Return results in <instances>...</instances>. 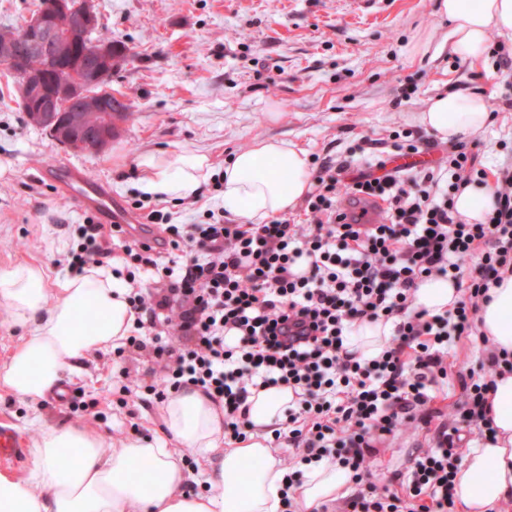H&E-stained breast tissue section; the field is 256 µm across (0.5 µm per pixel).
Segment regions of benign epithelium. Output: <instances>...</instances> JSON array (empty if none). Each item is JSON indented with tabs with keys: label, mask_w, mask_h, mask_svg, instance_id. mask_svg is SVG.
I'll return each instance as SVG.
<instances>
[{
	"label": "benign epithelium",
	"mask_w": 512,
	"mask_h": 512,
	"mask_svg": "<svg viewBox=\"0 0 512 512\" xmlns=\"http://www.w3.org/2000/svg\"><path fill=\"white\" fill-rule=\"evenodd\" d=\"M99 22L94 0H48L17 35L0 40V66L14 74L29 106L27 118L58 144L99 152L112 143V79L129 51L92 38ZM37 54L32 66L27 56ZM84 112H107L104 124H88Z\"/></svg>",
	"instance_id": "1"
}]
</instances>
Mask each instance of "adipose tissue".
Segmentation results:
<instances>
[{"label": "adipose tissue", "mask_w": 512, "mask_h": 512, "mask_svg": "<svg viewBox=\"0 0 512 512\" xmlns=\"http://www.w3.org/2000/svg\"><path fill=\"white\" fill-rule=\"evenodd\" d=\"M453 54L481 59L489 30L512 40V0H441ZM491 120L483 94L451 93L433 98L415 117L444 141H464ZM139 183L152 195L185 198L212 174L206 155L162 150L142 155ZM311 182L306 150L287 141L265 140L237 151L224 164L225 215L262 224L305 197ZM124 281L95 268L77 276L47 279L36 263L0 271V308L28 333L0 364V390L38 403L65 375L81 374L90 354L125 344L136 315ZM479 317L498 348L512 353V275L491 288ZM293 393L285 386L260 389L249 398V418L263 433L284 421ZM496 441L466 452L455 478L460 512H489L512 499V374L491 393ZM169 440L127 439L107 445L90 426L42 423L24 476L0 472V512H280L284 470L262 437L228 448L224 415L203 390L181 389L160 408ZM71 450L61 463L63 450ZM193 452L198 470L182 455ZM200 493L186 492L189 483ZM350 472L321 461L308 465L295 488L302 512L349 494Z\"/></svg>", "instance_id": "obj_1"}]
</instances>
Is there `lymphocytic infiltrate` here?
I'll return each mask as SVG.
<instances>
[{"label":"lymphocytic infiltrate","instance_id":"lymphocytic-infiltrate-1","mask_svg":"<svg viewBox=\"0 0 512 512\" xmlns=\"http://www.w3.org/2000/svg\"><path fill=\"white\" fill-rule=\"evenodd\" d=\"M434 146L421 131L402 129L355 139L340 158H315L302 224H230L220 206L208 209L204 223L174 224L134 201L165 231L160 246L143 241L125 251L140 330L130 342L164 382L146 387L155 402L198 387L223 409L224 437L236 442L255 430L244 412L253 391L288 386L295 395L283 456L289 486L301 483L299 463L327 460L358 484L344 497V512H454L462 448L493 433L489 390L496 376L512 373V359L478 325L490 288L512 273V164L488 175L461 141L449 146L444 165L412 173L388 169L382 155ZM359 162L364 171L346 180ZM490 177L492 202L482 221L469 223L456 197ZM344 195L382 202L383 222L360 223L341 207ZM122 231L79 225L72 273L103 265ZM185 247L194 251L186 263L174 256ZM439 278L456 285L453 306L436 314L417 308L420 283ZM379 323L391 325L390 345L370 358L348 350L354 327ZM464 339L479 356L453 376L461 396L431 445L387 485L365 482L369 458L401 424H431L433 392L452 378L448 350Z\"/></svg>","mask_w":512,"mask_h":512}]
</instances>
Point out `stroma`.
Returning a JSON list of instances; mask_svg holds the SVG:
<instances>
[{"mask_svg":"<svg viewBox=\"0 0 512 512\" xmlns=\"http://www.w3.org/2000/svg\"><path fill=\"white\" fill-rule=\"evenodd\" d=\"M439 0H98L101 21L131 57L112 82L126 101L109 149L73 152L27 123L13 78L0 72V270L36 262L49 274L66 271L76 229L89 215L47 173L70 162L103 181L127 209L132 227L120 235L134 244L146 228L131 207L142 192L137 160L148 152L186 149L223 167L235 151L262 140H286L312 155L340 156L354 137H387L413 127L412 116L435 96L479 90L497 115L477 139L479 158L493 170L512 147V111H500L507 86L491 55L456 60ZM479 81H472V73ZM418 86L415 99L393 107L394 89ZM198 202L158 196L151 202L172 223L197 224L219 194L201 186ZM150 364L133 349L89 355L81 376L63 380L64 397L39 407L0 390V423L20 436L15 461L0 469L23 475L39 431L34 418L59 425L88 424L107 443L161 437L157 406L140 392L126 398L113 388L120 371L131 377ZM428 432L412 424L369 461L370 479L388 484L406 470Z\"/></svg>","mask_w":512,"mask_h":512,"instance_id":"1","label":"stroma"}]
</instances>
